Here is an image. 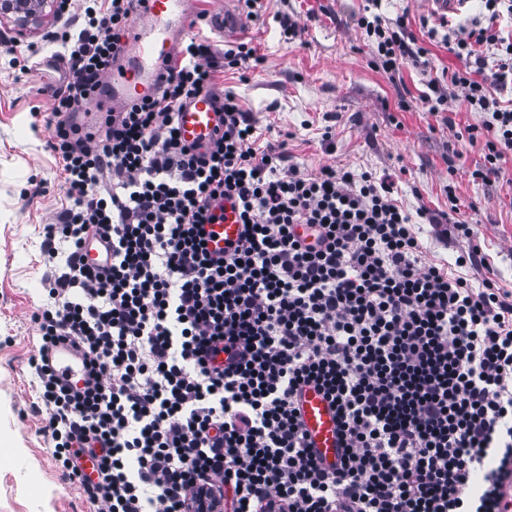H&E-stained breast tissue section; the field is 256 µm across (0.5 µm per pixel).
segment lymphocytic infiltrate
Returning <instances> with one entry per match:
<instances>
[{
    "label": "lymphocytic infiltrate",
    "instance_id": "1",
    "mask_svg": "<svg viewBox=\"0 0 512 512\" xmlns=\"http://www.w3.org/2000/svg\"><path fill=\"white\" fill-rule=\"evenodd\" d=\"M492 23L458 39L464 69L432 79L430 111L461 96L485 119L475 178L505 176L512 151V0H483ZM134 0H58L56 41L72 78L54 102L51 149L71 201L45 225L52 271L35 319L41 350L83 349L94 384L81 393L37 363L53 456L102 512H499L512 486V289L458 207L431 215L469 245L436 263L394 183L324 166L302 172L284 144H259L233 93L224 132L199 155L176 107L219 73L257 61L239 43L215 55L181 43L162 91L108 113L98 134L70 121L125 48ZM372 65L390 82L427 53L406 17H359ZM491 80H483L487 51ZM233 202L239 240L214 254L206 227ZM109 264L84 262L88 238ZM484 270L473 285L467 270ZM331 400L344 453L310 452L297 398ZM98 461L96 481L79 459Z\"/></svg>",
    "mask_w": 512,
    "mask_h": 512
}]
</instances>
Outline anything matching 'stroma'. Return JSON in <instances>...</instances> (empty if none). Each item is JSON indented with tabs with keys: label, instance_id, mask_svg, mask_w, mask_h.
Wrapping results in <instances>:
<instances>
[{
	"label": "stroma",
	"instance_id": "obj_1",
	"mask_svg": "<svg viewBox=\"0 0 512 512\" xmlns=\"http://www.w3.org/2000/svg\"><path fill=\"white\" fill-rule=\"evenodd\" d=\"M194 9L207 14L195 34L215 50L246 43L263 55V64L226 71L223 80L255 116L262 140L287 134L294 162L309 172L335 165L390 175L396 200L412 212L447 210L449 195H456L500 285L512 289V182L472 176L484 164V151L467 129L481 125L484 115L459 99L448 126L421 100L442 70L464 68L441 37L487 26L480 0H464L446 14L431 0H382L377 9L391 19L407 15L430 51L426 63L406 65L398 86L372 67V45L356 24L377 10L370 0H258L253 18L240 0L228 6L197 0ZM227 9L235 14L228 28L219 22ZM285 16L298 22L295 39L282 33ZM431 27L437 39H428ZM54 29L47 24L32 37L53 56L54 67L30 71L16 63L11 33H0V439L12 452L0 462V512L98 510L55 463L33 366L40 346L34 315L49 272L43 227L68 204L62 163L50 148L54 128L45 122L69 70L65 52L46 41ZM403 99L408 109L400 108ZM327 128L333 131L329 148L321 143Z\"/></svg>",
	"mask_w": 512,
	"mask_h": 512
}]
</instances>
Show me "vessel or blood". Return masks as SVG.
<instances>
[{
  "instance_id": "1",
  "label": "vessel or blood",
  "mask_w": 512,
  "mask_h": 512,
  "mask_svg": "<svg viewBox=\"0 0 512 512\" xmlns=\"http://www.w3.org/2000/svg\"><path fill=\"white\" fill-rule=\"evenodd\" d=\"M192 3L193 0H139L126 37L125 53L106 78L112 96H90L88 107L76 116L81 131H94L99 119L110 112L112 103L127 106L157 92L165 76L164 60L194 18ZM219 125L215 100L205 92L179 114L181 139L189 145H208ZM211 230L209 247L220 250L227 242L239 238L242 226L235 212L228 208L223 223L212 225ZM49 361L68 383L84 387L85 370L79 350L68 344L59 346L50 352ZM300 408L314 452L323 461H335L340 444L329 400L321 392L309 390L303 394Z\"/></svg>"
}]
</instances>
